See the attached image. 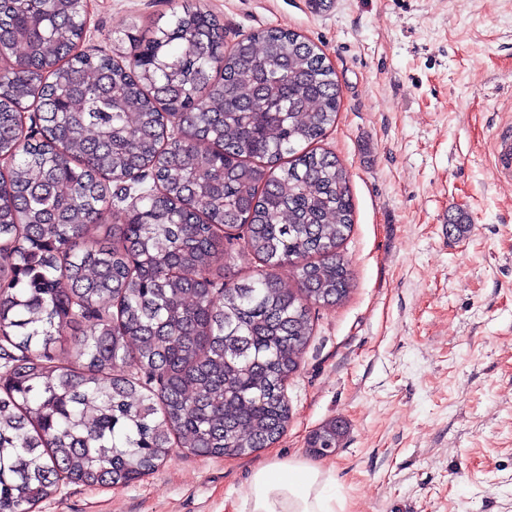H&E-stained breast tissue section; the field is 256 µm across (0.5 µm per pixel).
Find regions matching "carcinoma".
<instances>
[{
  "mask_svg": "<svg viewBox=\"0 0 512 512\" xmlns=\"http://www.w3.org/2000/svg\"><path fill=\"white\" fill-rule=\"evenodd\" d=\"M117 42L128 57L85 44L75 0H0V512L129 485L176 448L274 444L312 307L353 287L349 176L313 147L341 97L319 48L279 28L227 48L190 4ZM239 240L251 277L228 267ZM343 434L324 423L310 451Z\"/></svg>",
  "mask_w": 512,
  "mask_h": 512,
  "instance_id": "carcinoma-1",
  "label": "carcinoma"
}]
</instances>
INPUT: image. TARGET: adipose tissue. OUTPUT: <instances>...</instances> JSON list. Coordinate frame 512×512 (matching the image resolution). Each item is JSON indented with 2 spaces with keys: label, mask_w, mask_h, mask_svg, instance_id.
Returning a JSON list of instances; mask_svg holds the SVG:
<instances>
[{
  "label": "adipose tissue",
  "mask_w": 512,
  "mask_h": 512,
  "mask_svg": "<svg viewBox=\"0 0 512 512\" xmlns=\"http://www.w3.org/2000/svg\"><path fill=\"white\" fill-rule=\"evenodd\" d=\"M244 512H336L333 479L298 461L257 467L243 502Z\"/></svg>",
  "instance_id": "adipose-tissue-1"
}]
</instances>
